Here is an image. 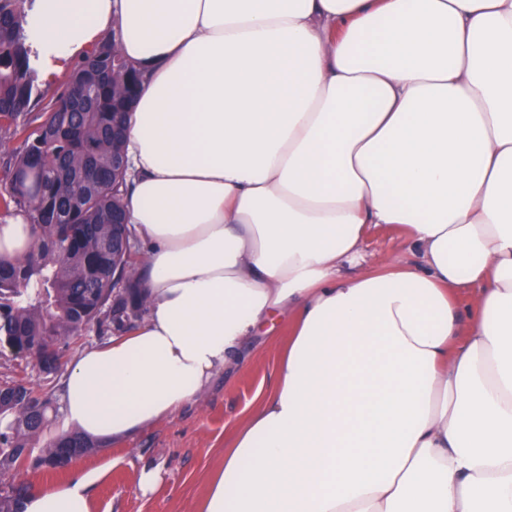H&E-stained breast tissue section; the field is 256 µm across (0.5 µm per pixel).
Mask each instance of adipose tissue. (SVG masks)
Instances as JSON below:
<instances>
[{
	"mask_svg": "<svg viewBox=\"0 0 512 512\" xmlns=\"http://www.w3.org/2000/svg\"><path fill=\"white\" fill-rule=\"evenodd\" d=\"M144 73L127 222L147 316L68 367L63 430L192 403L287 317L199 512H512V0H35L44 71ZM421 264L359 270L370 228ZM0 217V257L36 251ZM474 304L461 311L458 298ZM22 512H89L81 484Z\"/></svg>",
	"mask_w": 512,
	"mask_h": 512,
	"instance_id": "1",
	"label": "adipose tissue"
}]
</instances>
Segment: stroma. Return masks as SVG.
<instances>
[{
	"label": "stroma",
	"mask_w": 512,
	"mask_h": 512,
	"mask_svg": "<svg viewBox=\"0 0 512 512\" xmlns=\"http://www.w3.org/2000/svg\"><path fill=\"white\" fill-rule=\"evenodd\" d=\"M363 248L373 257L418 261L401 235L385 228L369 230ZM276 330V335L257 337L250 346V362L220 374L198 401L129 437L99 444L96 452L63 471L21 468L16 482L36 493L55 484L85 481L90 512H199L211 476L224 465L234 431L275 385L278 359L288 340L287 321H278ZM23 377L53 395L62 392V375H40L31 362L0 348V381ZM145 468L160 471L157 486L146 495L139 490Z\"/></svg>",
	"instance_id": "1"
}]
</instances>
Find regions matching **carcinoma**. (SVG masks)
<instances>
[{
	"instance_id": "carcinoma-1",
	"label": "carcinoma",
	"mask_w": 512,
	"mask_h": 512,
	"mask_svg": "<svg viewBox=\"0 0 512 512\" xmlns=\"http://www.w3.org/2000/svg\"><path fill=\"white\" fill-rule=\"evenodd\" d=\"M27 0H0V116L19 118L41 101L36 56L26 30ZM92 47L68 75L66 88L49 104L43 123L9 155L8 185L0 208L26 212L41 240L39 250L0 259V347L14 355L51 343L40 372L56 373L71 345L89 332L112 334L130 304L147 311L133 278L135 267L119 241L126 228L112 223L122 209L126 170L112 163L120 155L122 112L135 99V81H120L117 71L138 70L112 40ZM125 280V294L112 301V289ZM59 412L52 395L27 381L0 388V486L19 466L21 451L45 458L95 450L82 434L47 437L50 413ZM41 444L39 453L35 445ZM29 493L0 494V512H21Z\"/></svg>"
}]
</instances>
